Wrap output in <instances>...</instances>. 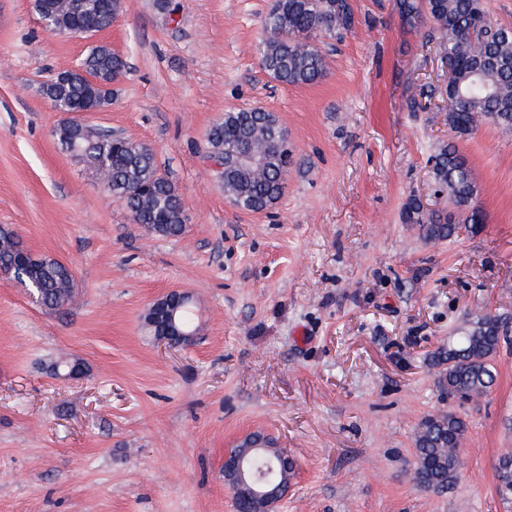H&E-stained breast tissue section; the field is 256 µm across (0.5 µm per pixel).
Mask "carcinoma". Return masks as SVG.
Wrapping results in <instances>:
<instances>
[{
	"label": "carcinoma",
	"mask_w": 512,
	"mask_h": 512,
	"mask_svg": "<svg viewBox=\"0 0 512 512\" xmlns=\"http://www.w3.org/2000/svg\"><path fill=\"white\" fill-rule=\"evenodd\" d=\"M121 0H86V11L73 26L108 28ZM395 8L409 25L428 23L437 36L441 62L451 68L453 80L441 90L448 102L447 121L452 131L464 135L482 121L490 120L512 130V28L493 23L481 0H395ZM354 16L348 0H275L262 26L266 37L259 47L260 65L274 80L291 86L312 85L326 74L327 62L316 45L353 28ZM88 65L103 77L115 79L125 62L115 52L93 55ZM52 102H82L84 91L73 85H46ZM86 150L80 157L98 170L106 168L112 196L121 201L137 224L166 237L184 232L187 216L181 196L170 183L158 178L153 150L126 138L88 130L81 139ZM210 151L228 154L248 144L269 159L268 168L230 174L224 192L237 196L240 208L259 212L275 204L284 194L292 154L280 123L261 107L229 110L208 133ZM435 194L448 198L464 214L455 221L453 212L423 213L420 203L409 201L405 220L419 225L426 240L442 241L463 232L477 233L479 208L473 205L475 185L466 158L452 144L432 157ZM25 251L20 237L0 232V272L15 268ZM72 275L61 262L39 258L17 284L33 289L35 300L47 310L64 306L71 294ZM508 328L494 315L479 318L448 346L434 353L438 368L435 384L440 397L469 401L486 394L496 382L494 360ZM467 431V423L453 411L426 416L415 440L416 483L426 489H441L458 472L456 449ZM498 486L512 493V453L499 457Z\"/></svg>",
	"instance_id": "1"
}]
</instances>
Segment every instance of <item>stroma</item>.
<instances>
[{"label": "stroma", "instance_id": "stroma-1", "mask_svg": "<svg viewBox=\"0 0 512 512\" xmlns=\"http://www.w3.org/2000/svg\"><path fill=\"white\" fill-rule=\"evenodd\" d=\"M121 3L97 40L126 70L84 120L153 149L185 204L178 237L134 223L54 136L43 86L93 41L44 28L34 0H0V229L72 271L52 311L0 275V512H235L224 450L254 430L296 462L275 512H512L495 473L512 449V333L472 401H442L431 363L476 316L512 324V131L450 129L431 27L394 0H349L354 27L308 86L259 65L273 0ZM251 106L295 156L262 212L234 206L207 159L213 124ZM448 142L485 221L430 241L404 207L448 209L429 164ZM173 290L197 325L178 348L143 319ZM445 409L468 424L457 478L424 490L415 434Z\"/></svg>", "mask_w": 512, "mask_h": 512}]
</instances>
